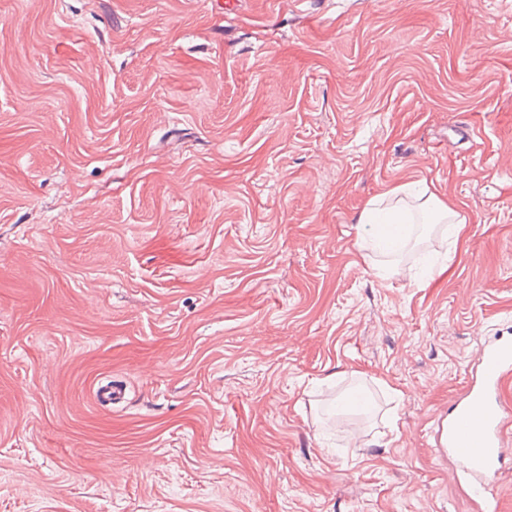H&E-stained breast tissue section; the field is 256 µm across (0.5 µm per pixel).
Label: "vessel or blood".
I'll return each instance as SVG.
<instances>
[{"label": "vessel or blood", "instance_id": "1", "mask_svg": "<svg viewBox=\"0 0 512 512\" xmlns=\"http://www.w3.org/2000/svg\"><path fill=\"white\" fill-rule=\"evenodd\" d=\"M512 381V339L486 343L464 386L463 395L448 409L432 431L440 453L453 456L472 478L486 512H497L493 489L502 474L506 427L512 408L502 392Z\"/></svg>", "mask_w": 512, "mask_h": 512}]
</instances>
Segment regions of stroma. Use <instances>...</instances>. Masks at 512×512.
I'll return each mask as SVG.
<instances>
[{
  "instance_id": "stroma-1",
  "label": "stroma",
  "mask_w": 512,
  "mask_h": 512,
  "mask_svg": "<svg viewBox=\"0 0 512 512\" xmlns=\"http://www.w3.org/2000/svg\"><path fill=\"white\" fill-rule=\"evenodd\" d=\"M413 182L460 241L383 255ZM496 336L512 0H0V512H480ZM399 188L388 190L376 198L370 200L362 211L360 212L357 220V224H373L375 223L376 217L378 213L381 211H386V219L388 224H410L412 222L411 215L408 213L410 210L406 209L404 206H399L397 204L393 205L390 208L379 209L378 204L382 202L381 200H377L378 198H397V203L401 201L399 196ZM422 207L427 215L431 216L433 219L437 221H448V224H452L448 230L451 232V235L455 237L456 243L461 235V224H464V221L463 219H457L459 214L454 205L434 195H429L424 199ZM511 378L512 339L486 343L463 395L432 431L439 453L453 456L472 478L477 496L486 503V512L498 511L492 492L500 480L506 454L511 409L505 405L502 392Z\"/></svg>"
}]
</instances>
